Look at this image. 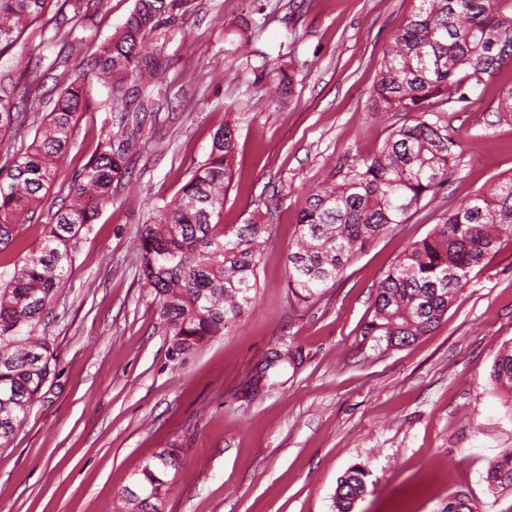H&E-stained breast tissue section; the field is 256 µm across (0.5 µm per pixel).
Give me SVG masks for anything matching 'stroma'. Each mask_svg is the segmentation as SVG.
Here are the masks:
<instances>
[{"label": "stroma", "mask_w": 512, "mask_h": 512, "mask_svg": "<svg viewBox=\"0 0 512 512\" xmlns=\"http://www.w3.org/2000/svg\"><path fill=\"white\" fill-rule=\"evenodd\" d=\"M93 4L77 64L120 28L134 0ZM412 6L194 0L186 38L168 46V105L146 125L111 205L83 233L53 305L56 359L13 444L0 450V512H108L165 448L183 463L161 512H334L337 481L356 464L369 477L355 512H445L460 491L481 512H512V491L492 492L485 480L512 449V395L491 380L497 351L512 341V236L501 237L430 334L392 350L361 336L384 273L463 200L512 176V125L496 112L512 61L442 113L460 142L447 187L356 254L318 301L300 305L288 289V250L307 194L339 162L374 153L407 118L372 111L371 99L384 48ZM60 47L54 25L36 24L0 58L46 113L59 84L35 71ZM265 67L290 73L292 91L268 94ZM91 97L63 179L20 231L19 249L0 255V271L19 250L37 248L69 178L92 154L108 91L93 85ZM228 119L237 149L222 221L243 223L273 203L274 237L253 308L181 364L139 274V236L150 207L177 196ZM287 346L302 361L297 372L248 389L257 365Z\"/></svg>", "instance_id": "obj_1"}]
</instances>
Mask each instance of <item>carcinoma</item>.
I'll use <instances>...</instances> for the list:
<instances>
[{
    "instance_id": "carcinoma-1",
    "label": "carcinoma",
    "mask_w": 512,
    "mask_h": 512,
    "mask_svg": "<svg viewBox=\"0 0 512 512\" xmlns=\"http://www.w3.org/2000/svg\"><path fill=\"white\" fill-rule=\"evenodd\" d=\"M192 0H135L121 30L95 52L88 67L67 68L83 38L79 25L92 17L90 0H0V57L28 27L53 15L68 51L53 66L64 67L66 83L52 110L0 167V252L31 222L41 199L62 176L61 157L72 147L74 131L87 111V91L97 81L110 89L105 104L121 136L106 135L78 176L68 184L67 200L43 225L37 249L0 278V449L10 447L28 411L39 398L54 360L46 331L51 304L69 277L79 237L112 203V183L125 173L124 159L137 148L149 119L143 101L155 93L168 63L163 40L145 50L160 30L186 15ZM512 60V0H414L405 24L386 46L374 85V112H408L411 122L395 128L373 154L339 165L330 181L313 189L298 220L299 236L288 254V288L311 303L336 280L354 256L403 224L428 196L448 184L460 143L436 119L444 106L467 99L480 76ZM137 78L135 91L125 83ZM10 71H0V135L24 138V113L40 110L41 100L15 97ZM496 112L512 118V85L502 91ZM236 149L230 122L213 135L208 159L194 167L172 201L151 207L143 225L140 269L153 297L169 352L186 361L205 342L245 316L258 290L264 250L273 238L274 208L245 223L224 226V195L233 179ZM503 233H512V177L477 191L460 203L390 268L376 288L373 313L361 336L375 345L399 348L432 332L468 284L469 274L496 253ZM296 363L287 349L274 352L262 377L280 364ZM492 380L512 394V344L494 360ZM180 457L164 449L133 475V484L155 493L147 502L126 486L120 512H160L169 491V473ZM369 472L358 465L338 481L335 512H353L367 492ZM493 490H512V451L488 468ZM448 512H480L463 492L448 497Z\"/></svg>"
}]
</instances>
